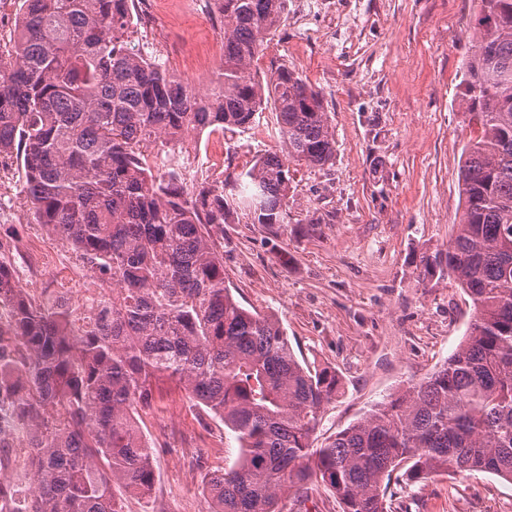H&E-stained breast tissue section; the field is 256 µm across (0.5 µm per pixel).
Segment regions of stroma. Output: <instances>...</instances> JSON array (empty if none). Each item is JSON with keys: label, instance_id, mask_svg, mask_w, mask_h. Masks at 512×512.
<instances>
[{"label": "stroma", "instance_id": "35a3bbf8", "mask_svg": "<svg viewBox=\"0 0 512 512\" xmlns=\"http://www.w3.org/2000/svg\"><path fill=\"white\" fill-rule=\"evenodd\" d=\"M473 0H286L285 21L254 64L259 77L288 64L320 91L336 138L331 163L292 174L289 221H239L215 242L224 278L247 307L277 317L299 360L336 371L316 444L377 402L436 371L467 334L469 298L447 277H422L421 253L447 248L463 212L458 180L469 136L456 101L470 53ZM152 23L135 20L133 44L174 74L215 78L222 29L203 0H163ZM275 114L252 129L205 135L169 159L199 177L239 171L278 150ZM0 238L18 265L39 251L58 272L83 277L72 252L43 237L23 203L18 167L0 187ZM138 421L152 449L156 512H209L205 475L231 467L239 448L221 422L164 385ZM388 512H512V484L494 475L393 474Z\"/></svg>", "mask_w": 512, "mask_h": 512}]
</instances>
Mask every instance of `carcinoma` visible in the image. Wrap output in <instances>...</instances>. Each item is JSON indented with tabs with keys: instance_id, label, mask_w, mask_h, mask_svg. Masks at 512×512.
<instances>
[{
	"instance_id": "cac0c4a2",
	"label": "carcinoma",
	"mask_w": 512,
	"mask_h": 512,
	"mask_svg": "<svg viewBox=\"0 0 512 512\" xmlns=\"http://www.w3.org/2000/svg\"><path fill=\"white\" fill-rule=\"evenodd\" d=\"M135 0H14L0 44V160L21 166L36 224L100 291L81 309L60 289L29 292L0 249V512H154L152 452L138 425L161 381L220 419L240 449L211 475L210 512H282L318 482L341 512H387L385 481L484 472L512 483V0H477L457 93L469 138L464 210L448 247L419 256L474 308L458 349L429 377L314 447L336 371L309 368L279 320L243 306L213 234L243 216L288 223L290 165L336 152L321 93L253 62L286 0H215L224 58L199 97L131 47ZM273 107L284 153L188 183L156 169L159 148L247 129Z\"/></svg>"
}]
</instances>
